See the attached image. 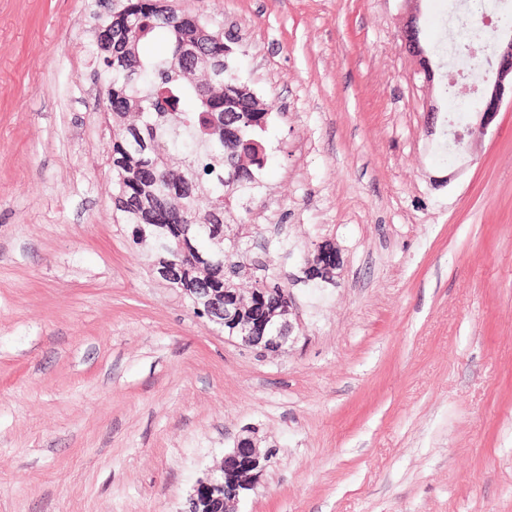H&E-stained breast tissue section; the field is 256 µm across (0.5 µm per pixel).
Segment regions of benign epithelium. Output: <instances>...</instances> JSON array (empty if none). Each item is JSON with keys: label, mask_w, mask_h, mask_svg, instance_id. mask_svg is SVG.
Masks as SVG:
<instances>
[{"label": "benign epithelium", "mask_w": 512, "mask_h": 512, "mask_svg": "<svg viewBox=\"0 0 512 512\" xmlns=\"http://www.w3.org/2000/svg\"><path fill=\"white\" fill-rule=\"evenodd\" d=\"M495 80L483 87H472L469 92L478 95L480 107L477 120L453 133L454 143L465 139L472 142L486 135L490 125L499 114L504 102L512 104V34L495 53ZM343 266L340 249L330 240L319 243L303 268L311 280L339 276ZM197 302L208 311V320L228 331V337L240 341L241 345L254 350L261 356L280 354L291 341L294 326L290 320L293 313L289 294H284L281 306L268 305L256 288H226L218 293L211 288H196ZM269 452L261 451L253 436L240 438L235 447L224 454L222 464L211 470L198 483L189 496L186 510L201 505L218 512H238V505L247 491L251 490L268 465ZM224 487L228 492L216 499L212 492Z\"/></svg>", "instance_id": "7a95c632"}]
</instances>
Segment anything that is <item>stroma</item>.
<instances>
[{
    "instance_id": "1",
    "label": "stroma",
    "mask_w": 512,
    "mask_h": 512,
    "mask_svg": "<svg viewBox=\"0 0 512 512\" xmlns=\"http://www.w3.org/2000/svg\"><path fill=\"white\" fill-rule=\"evenodd\" d=\"M174 4L277 102L255 279L343 268L285 353L197 317L112 217L97 0H0V512H182L249 430L240 512H512V106L449 149L456 0ZM343 266L340 249L330 240L319 243L306 260L303 273L310 280L338 277Z\"/></svg>"
}]
</instances>
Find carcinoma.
I'll return each instance as SVG.
<instances>
[{
    "mask_svg": "<svg viewBox=\"0 0 512 512\" xmlns=\"http://www.w3.org/2000/svg\"><path fill=\"white\" fill-rule=\"evenodd\" d=\"M94 51L106 76L112 215L151 246L153 269L174 264L181 287L235 288L229 265L250 262L246 202L267 163L260 132L276 108L231 66L235 36L168 0H116L95 12ZM165 36L158 55L143 50ZM267 302L286 285L265 277Z\"/></svg>",
    "mask_w": 512,
    "mask_h": 512,
    "instance_id": "obj_1",
    "label": "carcinoma"
}]
</instances>
